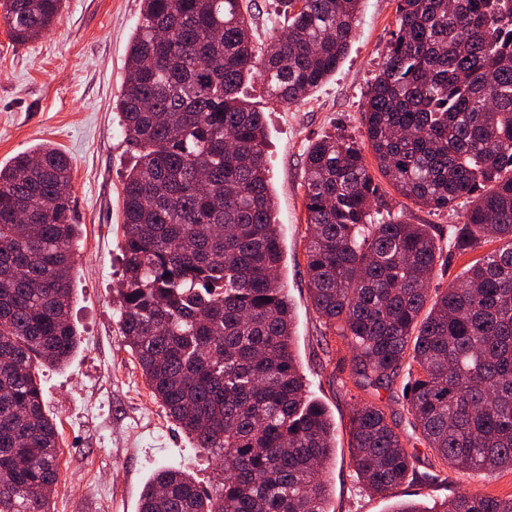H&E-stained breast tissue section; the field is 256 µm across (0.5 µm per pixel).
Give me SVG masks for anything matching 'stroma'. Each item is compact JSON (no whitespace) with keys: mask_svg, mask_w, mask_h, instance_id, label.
<instances>
[{"mask_svg":"<svg viewBox=\"0 0 512 512\" xmlns=\"http://www.w3.org/2000/svg\"><path fill=\"white\" fill-rule=\"evenodd\" d=\"M141 0H65L50 30L17 45L0 23V164L48 141L72 167L75 293L70 309L79 346L69 363L39 371L47 411L61 434L59 482L51 512H137L156 469L171 464L211 487L215 461L169 421L124 342L117 290L122 283V187L133 161L116 100ZM396 29V0H364L355 36L335 74L302 104L273 103L260 80L240 95L266 116L269 183L282 228L283 274L295 314L294 351L310 395L336 426V453L325 475L330 512H389L394 503L429 507L460 495L512 494V471L435 478L432 451L416 438L397 390L378 389L354 371L353 352L326 329L307 283L304 156L312 141L343 133L362 141L361 112ZM392 214L432 225L438 238L460 223L468 200L434 211L387 189ZM376 403L415 456V474L383 498L362 488L350 454L355 406Z\"/></svg>","mask_w":512,"mask_h":512,"instance_id":"35a3bbf8","label":"stroma"}]
</instances>
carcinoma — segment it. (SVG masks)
Here are the masks:
<instances>
[{
  "instance_id": "obj_1",
  "label": "carcinoma",
  "mask_w": 512,
  "mask_h": 512,
  "mask_svg": "<svg viewBox=\"0 0 512 512\" xmlns=\"http://www.w3.org/2000/svg\"><path fill=\"white\" fill-rule=\"evenodd\" d=\"M362 0H278L285 27L257 44L243 0H141L116 108L135 163L123 183L120 325L166 416L222 462L212 490L162 466L139 512H328L335 453L326 408L307 398L268 184L266 123L240 96L306 100L336 72ZM397 0L396 30L362 112L378 170L418 207H471L448 225L389 213L362 147L338 133L304 165L312 305L376 387L400 376L418 439L439 467L512 471V0ZM63 0H0L17 44ZM71 165L51 144L0 166V512H50L59 430L36 371L78 347ZM499 246L447 288L443 259ZM354 471L384 494L414 473L383 408L351 419ZM391 512H512V495H460Z\"/></svg>"
}]
</instances>
